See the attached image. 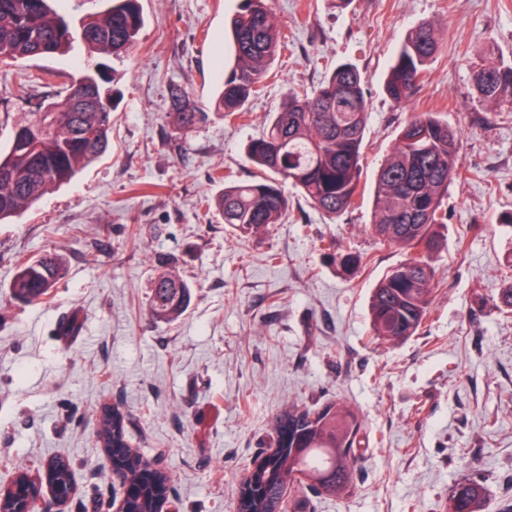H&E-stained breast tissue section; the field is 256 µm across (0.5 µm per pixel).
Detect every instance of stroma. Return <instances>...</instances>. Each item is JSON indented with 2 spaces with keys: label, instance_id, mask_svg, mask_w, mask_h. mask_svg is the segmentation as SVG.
I'll return each instance as SVG.
<instances>
[{
  "label": "stroma",
  "instance_id": "1",
  "mask_svg": "<svg viewBox=\"0 0 512 512\" xmlns=\"http://www.w3.org/2000/svg\"><path fill=\"white\" fill-rule=\"evenodd\" d=\"M240 0H140L145 19L123 59L102 56L115 91L109 148L68 184L0 224V488L19 466L69 460L75 491L58 507L43 487L35 512H115L123 486L99 442V417L119 407L131 448L170 479L179 512H235L236 493L295 403L346 402L361 429L354 482L332 498L291 493L288 512H442L453 486L487 489L485 512H512V107L479 102L474 73L512 63V0H268L288 36L245 106L215 110L217 77L233 64L228 21ZM434 22L440 49L421 87L396 106L384 78L400 44ZM87 48L0 63V149L20 113V78L85 74ZM365 80L369 116L362 186L371 187L401 126L432 112L458 130L461 174L431 256V314L408 340L374 336L373 288L403 255L368 229V192L329 223L291 186L290 209L265 233L224 224L205 199L257 177L246 146L289 90L314 91L340 63ZM203 119L178 125L171 89ZM335 241V252L324 249ZM51 251L66 274L23 304L10 284L20 259ZM364 264L344 267V252ZM168 269L192 286L177 319L148 310Z\"/></svg>",
  "mask_w": 512,
  "mask_h": 512
}]
</instances>
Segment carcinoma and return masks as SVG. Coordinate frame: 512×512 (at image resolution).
Masks as SVG:
<instances>
[{"label":"carcinoma","instance_id":"1","mask_svg":"<svg viewBox=\"0 0 512 512\" xmlns=\"http://www.w3.org/2000/svg\"><path fill=\"white\" fill-rule=\"evenodd\" d=\"M61 0H0V62L65 52L80 36L93 54L115 57L134 47L144 25L139 0H107L108 7L89 16L74 33L55 7ZM234 63L224 72L215 109L229 119L245 117L244 106L255 84L285 44V36L266 0H241L229 21ZM439 50L437 29L423 22L397 52L384 89L391 101L406 105L419 91L424 71ZM61 89L59 99L26 112L13 127L7 153H0V223L22 213L44 193L69 182L108 149L112 123L110 96L87 73L68 83L61 72L47 71L21 80L18 99L29 100L33 83ZM365 81L356 67H334L313 93L291 91L270 117L263 134L247 144V155L271 176L224 185L214 205L224 223L243 234H259L287 215L282 190L288 181L321 214L334 219L355 208L360 189L362 146L368 117ZM474 86L486 104L512 105V65H484ZM171 106L185 126L202 112L189 97L171 91ZM459 175L457 135L448 121L424 113L401 127L395 147L381 164L373 194L374 234L404 252L374 288L370 318L374 335L397 344L415 335L430 314L436 270L429 257L439 247V229L448 223V183ZM63 261L47 253L21 261L10 285L23 303L46 298L62 278ZM151 313L167 321L186 311L191 287L168 272L153 280ZM100 440L106 451L127 447L125 416L119 409L100 415ZM360 423L345 404L319 409L290 406L276 416V451L251 471L238 493V512H287L286 491L306 481L318 493L339 497L351 487ZM115 475L128 486L126 512H156L167 477L145 472L137 456L115 457ZM58 496L73 487L69 462L55 459L48 473ZM16 490L0 494V512H20L34 488L22 473ZM486 488L478 481L457 483L445 512H484Z\"/></svg>","mask_w":512,"mask_h":512}]
</instances>
